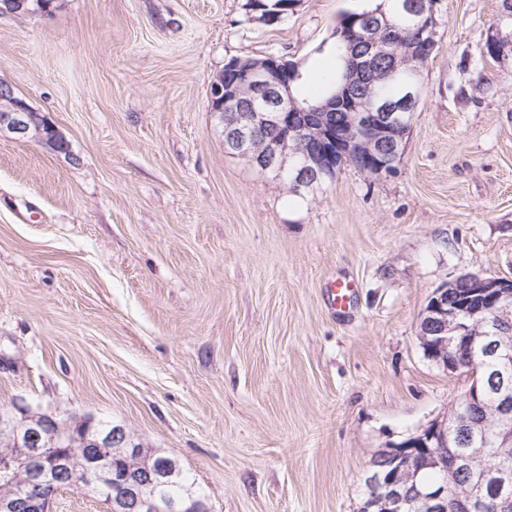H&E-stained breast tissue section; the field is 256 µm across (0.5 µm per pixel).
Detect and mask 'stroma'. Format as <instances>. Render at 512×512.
Here are the masks:
<instances>
[{"label":"stroma","mask_w":512,"mask_h":512,"mask_svg":"<svg viewBox=\"0 0 512 512\" xmlns=\"http://www.w3.org/2000/svg\"><path fill=\"white\" fill-rule=\"evenodd\" d=\"M245 2L0 15V83L69 143L0 137V415L123 426L209 512H359L372 454L470 384L419 346L430 296L512 277V57L483 56L499 0H434L396 169L298 194L225 150L211 83L234 56L322 76L364 0L274 24ZM338 280L357 285L344 314ZM356 285L353 281H336L329 288L330 305L341 313H345L352 306Z\"/></svg>","instance_id":"obj_1"}]
</instances>
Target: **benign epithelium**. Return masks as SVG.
<instances>
[{
	"instance_id": "benign-epithelium-1",
	"label": "benign epithelium",
	"mask_w": 512,
	"mask_h": 512,
	"mask_svg": "<svg viewBox=\"0 0 512 512\" xmlns=\"http://www.w3.org/2000/svg\"><path fill=\"white\" fill-rule=\"evenodd\" d=\"M406 8L420 17L417 36L403 46L406 54L424 59L436 47L437 23L433 10H420L411 0ZM361 22L359 40L367 53L360 66L367 67L378 50L380 23L371 15L358 17ZM512 43V30L495 26L487 41L500 58L507 55L500 48ZM301 78L300 64L270 55L259 62L239 61L219 71L210 88L211 107L216 120L224 126V146L247 158L263 172L288 168V142L300 139L303 161L291 168L296 188L311 187L322 176L336 168V158L353 164L368 162L384 167V160L401 149L406 131L404 122L396 118L392 106L371 98L357 96L358 74L349 68L339 92L319 105H300L292 94V83ZM423 93L418 84L402 91L397 107L405 112L417 109ZM0 100L6 103L0 118V136L15 140H35L51 148L61 141V135L48 118L34 110L26 100L15 95L8 85H0ZM345 108L346 122L336 127L330 113ZM270 132L274 148L270 153L253 154L250 143L259 132ZM512 307V278L466 274L436 289L421 315L418 339L425 356L449 373L465 372L470 386L459 403L478 407L490 392L502 391L512 381V354L500 353V345L485 335V352L499 356L501 370L487 378L479 375L478 365L464 357L462 342L448 335V325L469 334V328L459 323L462 316L495 314ZM22 420L0 430L3 442H25L30 448L26 463L30 466L33 484L43 489L40 494L18 492L11 500L0 502V512H48L56 488L74 483L70 458L63 454L47 455L48 448H90L84 472L91 476L95 491L105 499L113 512H174L176 503L164 504L148 494L152 476L133 469L112 481L109 464L115 452L134 448L125 430L116 427L103 434L92 428L60 422L45 414L21 410ZM481 426L474 417H464L455 409L453 414L435 418L415 434L399 443H388L372 457L369 483L378 488L379 497L391 512H448V487L426 490L410 501L400 488V474L410 461L419 466L435 464L453 469L459 463L455 448L459 447L463 431Z\"/></svg>"
}]
</instances>
